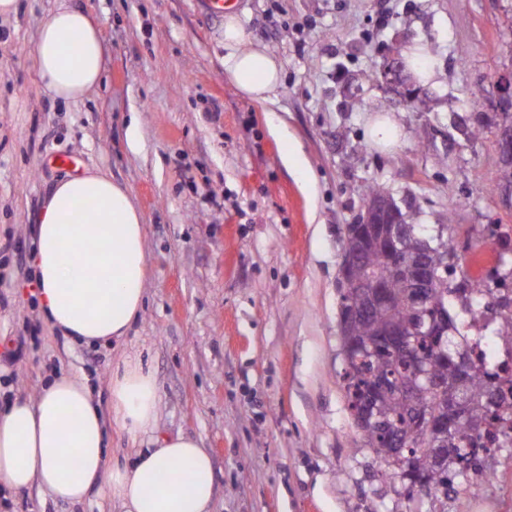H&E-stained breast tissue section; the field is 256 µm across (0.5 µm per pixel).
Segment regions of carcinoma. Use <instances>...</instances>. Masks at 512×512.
Wrapping results in <instances>:
<instances>
[{"instance_id": "cac0c4a2", "label": "carcinoma", "mask_w": 512, "mask_h": 512, "mask_svg": "<svg viewBox=\"0 0 512 512\" xmlns=\"http://www.w3.org/2000/svg\"><path fill=\"white\" fill-rule=\"evenodd\" d=\"M361 252V261L353 267L352 273L358 278H378L390 289L394 304L391 308L363 318L351 325L350 332L370 352L344 368L349 409L352 417H357L358 403L365 389L378 386L379 417L368 429L360 430L363 447L372 450L383 467L384 474L406 480V467L412 468L413 478L424 485L427 494L448 493L454 488L453 478L459 483L472 488L474 477L483 475L480 469L482 453H489L488 448H478L477 433L482 422L495 415L499 400L489 404L484 394L490 390L495 374L487 371L480 375L470 370L466 388L472 400L467 415L461 417L454 431L448 435L428 434L420 430L415 422L416 407L428 409L431 417L439 419L448 416V390L421 391L412 400H406L400 392V385L413 376V367L404 354L393 348L387 337L383 336L386 324L394 320L408 330L417 327L421 312L405 301L408 289L407 280L391 273L386 257L385 242L377 233L357 243ZM430 260L437 274L434 288L431 289L429 304L448 306V298L454 294L462 295L464 310L473 312L474 305L465 296V289L448 282V272L440 268L444 255L451 252L448 242L441 241L432 246ZM370 302L365 290L347 289L340 291V312L348 314L352 309L362 307ZM499 305L508 309L500 317L495 328L496 335L502 339L512 340V298H504ZM458 331L457 320L448 318V332L442 336H413L410 342L414 350L425 362L429 370L437 377L452 381L455 379L451 364L443 356L448 350V343L454 342ZM399 432L405 438L400 448L387 446L386 437ZM445 443L455 449V455L443 464L435 462L432 449Z\"/></svg>"}]
</instances>
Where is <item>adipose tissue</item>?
<instances>
[{"label": "adipose tissue", "mask_w": 512, "mask_h": 512, "mask_svg": "<svg viewBox=\"0 0 512 512\" xmlns=\"http://www.w3.org/2000/svg\"><path fill=\"white\" fill-rule=\"evenodd\" d=\"M34 69L51 94L82 100L106 66L98 20L60 0L38 31ZM224 74L242 94L266 102L281 80L277 58L254 44L237 15L224 18ZM39 306L51 329L86 346L120 342L145 299L144 218L125 186L93 172L59 181L47 198L31 257ZM115 420L136 451L108 463L106 429L86 378L53 376L36 399L0 409V485L40 486L55 499L83 503L90 490L122 512H211L214 470L199 442L184 435L138 442L159 412L156 379L139 361L112 372Z\"/></svg>", "instance_id": "ef3b65f1"}]
</instances>
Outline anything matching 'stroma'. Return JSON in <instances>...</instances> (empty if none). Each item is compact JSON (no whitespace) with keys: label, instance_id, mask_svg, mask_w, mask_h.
<instances>
[{"label":"stroma","instance_id":"35a3bbf8","mask_svg":"<svg viewBox=\"0 0 512 512\" xmlns=\"http://www.w3.org/2000/svg\"><path fill=\"white\" fill-rule=\"evenodd\" d=\"M72 3L99 20L108 52L102 82L76 104L33 68L56 0H18L0 21V396L36 398L61 371L86 377L120 461L130 444L110 383L127 356L159 387L153 437L189 436L211 455L214 512H407L402 482L360 446L339 377L343 236L381 184L424 235L454 239L450 282L512 295L495 146L512 0H236L251 40L282 65L266 102L225 79L224 19L197 0ZM396 39L436 51L434 83L412 87L430 111L367 79ZM382 111L405 132L391 151L369 135ZM60 154L108 172L144 215V309L116 348L54 332L37 289L13 275L30 261ZM487 244L498 259L475 274L467 258ZM19 336L25 355L8 361ZM483 464L492 478L479 492L457 486L422 512H512V448ZM0 512L121 508L95 492L74 506L1 486Z\"/></svg>","mask_w":512,"mask_h":512}]
</instances>
